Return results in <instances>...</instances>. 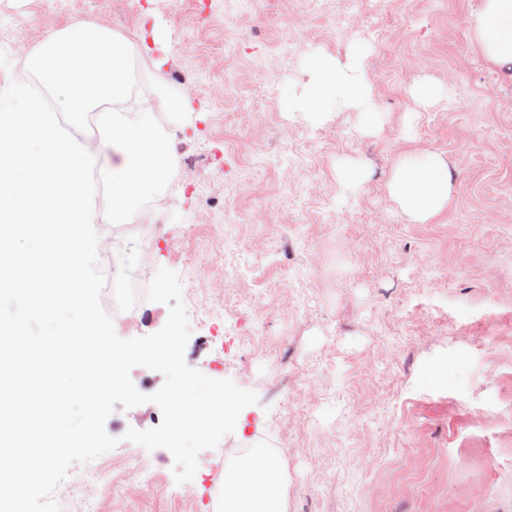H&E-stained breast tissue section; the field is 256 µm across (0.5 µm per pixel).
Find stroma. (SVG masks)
I'll use <instances>...</instances> for the list:
<instances>
[{
  "instance_id": "35a3bbf8",
  "label": "stroma",
  "mask_w": 512,
  "mask_h": 512,
  "mask_svg": "<svg viewBox=\"0 0 512 512\" xmlns=\"http://www.w3.org/2000/svg\"><path fill=\"white\" fill-rule=\"evenodd\" d=\"M483 0H0V50L22 61L50 31L89 20L144 47L193 110L168 121L180 164L145 224H99L142 295L124 339L160 330L144 297L179 276L186 363L257 394L232 433L174 479L167 449L124 440L157 405L115 410L109 477L72 466L61 512H218L224 461L275 449L287 512H512V70L475 39ZM166 37L154 43V28ZM379 109L291 110L311 63L352 46ZM438 96L421 107L411 90ZM441 154L451 198L415 224L394 169ZM364 181L347 188L342 166Z\"/></svg>"
}]
</instances>
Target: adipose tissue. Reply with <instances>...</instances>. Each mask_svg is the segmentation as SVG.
Wrapping results in <instances>:
<instances>
[{
  "label": "adipose tissue",
  "instance_id": "adipose-tissue-1",
  "mask_svg": "<svg viewBox=\"0 0 512 512\" xmlns=\"http://www.w3.org/2000/svg\"><path fill=\"white\" fill-rule=\"evenodd\" d=\"M474 35L488 62L512 67V0H484ZM312 68L316 78L308 96L296 102L297 111L352 108L363 112L367 126L375 125V104L358 61L342 69L317 59ZM390 194L413 221L425 222L448 204L445 160L431 152L410 156L395 170ZM221 512H286L283 472L272 449H247L225 467Z\"/></svg>",
  "mask_w": 512,
  "mask_h": 512
}]
</instances>
